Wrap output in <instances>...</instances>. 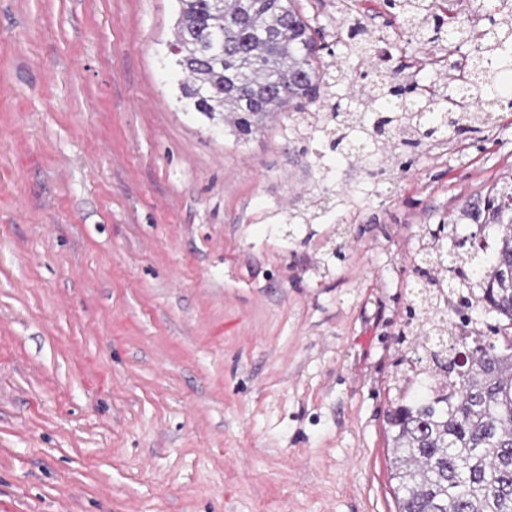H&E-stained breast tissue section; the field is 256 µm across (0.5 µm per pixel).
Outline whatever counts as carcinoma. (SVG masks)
<instances>
[{
    "label": "carcinoma",
    "mask_w": 512,
    "mask_h": 512,
    "mask_svg": "<svg viewBox=\"0 0 512 512\" xmlns=\"http://www.w3.org/2000/svg\"><path fill=\"white\" fill-rule=\"evenodd\" d=\"M178 20L168 44L182 80L181 97L206 118L225 120L250 134L268 116L284 112L294 101L320 98L316 40L295 0H176ZM411 41L448 40L476 43L474 52L448 60L457 85L472 97L441 93L435 86L419 92L390 82L388 98L371 97L367 108L378 112L370 129L375 144L392 136L398 148L412 150L425 140L440 142L453 132L479 130L492 108L512 110V91L491 80L512 66V37L493 40L458 15L449 21L434 11L432 0H386ZM491 26L512 29V3L494 0L486 11ZM351 51L383 76L401 66L382 49L383 38L369 34L363 18L345 20ZM330 121L336 137L329 148L350 154L347 129L357 124L341 103ZM467 217L484 228L497 226L494 248L480 271V294L448 292V307L458 317L432 318L428 336L418 345L423 355L400 358L396 365L406 384L424 394L401 399L387 413L391 436V479L398 512H512V188L466 208ZM438 234L427 243L432 264L448 267L460 260L436 252ZM424 277V307L431 293L448 283ZM481 307L499 317L485 329L470 327V312ZM469 337L448 348L431 336H452L456 328Z\"/></svg>",
    "instance_id": "1"
}]
</instances>
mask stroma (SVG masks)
Listing matches in <instances>:
<instances>
[{
  "label": "stroma",
  "mask_w": 512,
  "mask_h": 512,
  "mask_svg": "<svg viewBox=\"0 0 512 512\" xmlns=\"http://www.w3.org/2000/svg\"><path fill=\"white\" fill-rule=\"evenodd\" d=\"M325 103L364 16L301 0ZM175 0H0V512H397L386 413L427 231L512 182V110L370 177L318 105L243 135L179 100Z\"/></svg>",
  "instance_id": "stroma-1"
}]
</instances>
